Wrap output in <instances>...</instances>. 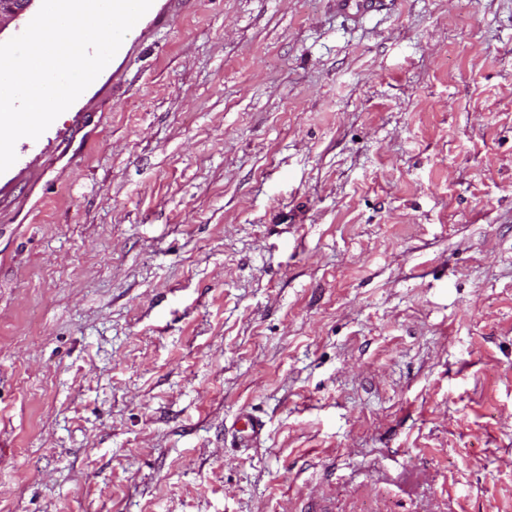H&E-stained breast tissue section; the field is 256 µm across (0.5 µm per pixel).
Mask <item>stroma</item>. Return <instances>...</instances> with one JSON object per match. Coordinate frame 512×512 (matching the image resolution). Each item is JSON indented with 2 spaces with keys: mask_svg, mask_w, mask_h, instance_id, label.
I'll use <instances>...</instances> for the list:
<instances>
[{
  "mask_svg": "<svg viewBox=\"0 0 512 512\" xmlns=\"http://www.w3.org/2000/svg\"><path fill=\"white\" fill-rule=\"evenodd\" d=\"M156 4L0 173V512H512V0Z\"/></svg>",
  "mask_w": 512,
  "mask_h": 512,
  "instance_id": "obj_1",
  "label": "stroma"
}]
</instances>
